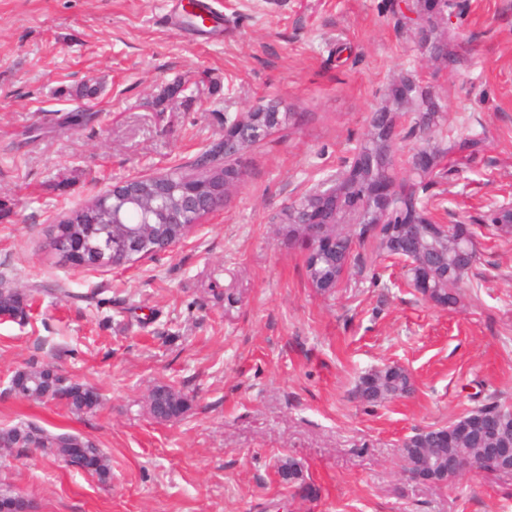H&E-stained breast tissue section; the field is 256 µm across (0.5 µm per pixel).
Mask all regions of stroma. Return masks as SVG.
<instances>
[{"mask_svg":"<svg viewBox=\"0 0 512 512\" xmlns=\"http://www.w3.org/2000/svg\"><path fill=\"white\" fill-rule=\"evenodd\" d=\"M401 0H0V288L33 294L0 320V429L29 422L97 440L112 479L0 456V483L34 512H512V471L408 479L401 444L489 401L512 407V239L481 238L458 305L410 287L402 262L363 251L343 283L311 288L278 217L342 170L386 85L416 66L442 130L476 132L481 161L425 199L440 223L512 207V0H457L460 64L422 59L391 11ZM92 85L96 95L79 99ZM279 97L300 120L240 157L223 209L158 259L109 270L58 263L70 208L113 184L184 165L226 117ZM51 364L102 403L71 414L18 398L15 372ZM397 364L413 397L366 406V371ZM189 399L147 410L154 386ZM294 459L315 497L276 466ZM148 411L158 421H170L182 415L187 408L185 395L170 385H157L151 390Z\"/></svg>","mask_w":512,"mask_h":512,"instance_id":"stroma-1","label":"stroma"}]
</instances>
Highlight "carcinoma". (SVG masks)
I'll return each mask as SVG.
<instances>
[{"mask_svg":"<svg viewBox=\"0 0 512 512\" xmlns=\"http://www.w3.org/2000/svg\"><path fill=\"white\" fill-rule=\"evenodd\" d=\"M457 6L453 0H411L408 12H393L395 24L410 33L418 50L428 59L454 65L460 59L453 49L457 39L448 28V10ZM411 115L410 131L425 134L421 142L410 149L407 160L399 154L401 130L387 123V114ZM258 117L246 112L229 117L224 126L227 149L234 146L233 131L242 120ZM443 115L436 94L423 84L415 69H408L391 82L383 102L372 113L368 130L350 162L332 181L336 190L344 193L359 223L337 224L323 235L314 237L303 220L320 214L324 199L311 191L289 205L283 212L288 243L304 252L307 280L322 287L340 273L343 263L351 261L354 246L371 243L376 250L403 260L408 267L409 285L421 296L441 307L453 308L460 299L464 276L477 261L478 239L488 232L499 238L512 237V208L504 207L484 215L477 224H449L434 221L422 193L437 177L443 160L454 164H470L485 152L481 135L449 136L434 143L431 135L440 131ZM205 152L193 162L164 173L174 196L189 181L202 163L209 160ZM386 207L389 222L371 224L367 207ZM85 250L87 260L72 262L74 266L96 267L90 254L109 251L112 243V214L99 217V223L89 224ZM33 297L13 289L0 290V315L22 318L31 306ZM51 367L42 366L19 370L14 379L19 392L29 399L46 401ZM416 390L415 380L404 368L385 365L360 377L354 398L368 405L406 398ZM100 405V396L90 386L72 397L67 408L76 415L93 413ZM187 399L170 385H157L151 390L148 411L158 421H170L182 415ZM512 448V409L493 401L471 410L448 425L425 428L410 436L401 448L405 468L411 473L424 469L429 457L425 449H433L435 462L458 468V473L473 471L471 464L483 462L487 471H505L507 467L483 461V448ZM0 448H39L53 458L68 459L76 469L83 470L91 463L101 481L112 477L110 459L92 439L70 433L54 434L32 424H20L0 430ZM277 474L282 481L296 485L309 495L300 466L288 458L279 461Z\"/></svg>","mask_w":512,"mask_h":512,"instance_id":"1","label":"carcinoma"}]
</instances>
